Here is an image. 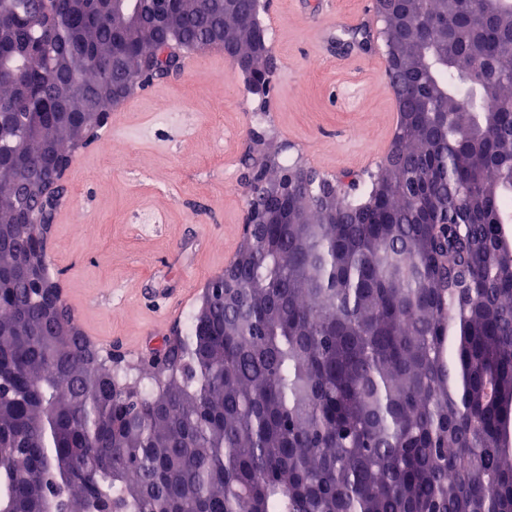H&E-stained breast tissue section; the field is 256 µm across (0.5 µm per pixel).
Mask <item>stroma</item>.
Here are the masks:
<instances>
[{
    "instance_id": "stroma-1",
    "label": "stroma",
    "mask_w": 512,
    "mask_h": 512,
    "mask_svg": "<svg viewBox=\"0 0 512 512\" xmlns=\"http://www.w3.org/2000/svg\"><path fill=\"white\" fill-rule=\"evenodd\" d=\"M374 0H273L260 20L279 58L261 112L222 53L153 82L112 112L98 141L76 153L71 198L49 243L51 275L99 350L146 358L197 308L242 239L238 184L252 130L273 134L290 157L328 176L374 168L398 120L381 48L360 56L351 33L321 41L323 13L347 23ZM224 127L214 141L212 125ZM78 209L87 223H71Z\"/></svg>"
}]
</instances>
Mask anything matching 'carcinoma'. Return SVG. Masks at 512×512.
Wrapping results in <instances>:
<instances>
[{"label": "carcinoma", "mask_w": 512, "mask_h": 512, "mask_svg": "<svg viewBox=\"0 0 512 512\" xmlns=\"http://www.w3.org/2000/svg\"><path fill=\"white\" fill-rule=\"evenodd\" d=\"M0 0V225L43 246L51 160L151 83L168 35L256 53L254 0ZM418 12L451 27L409 24ZM395 153L361 195L295 180L227 274L226 299L164 340L163 378L90 356L14 279L0 246V510L4 512H512V0H402ZM31 87L15 100L14 75ZM294 162L255 176L252 199ZM24 478H19L20 473Z\"/></svg>", "instance_id": "carcinoma-1"}]
</instances>
